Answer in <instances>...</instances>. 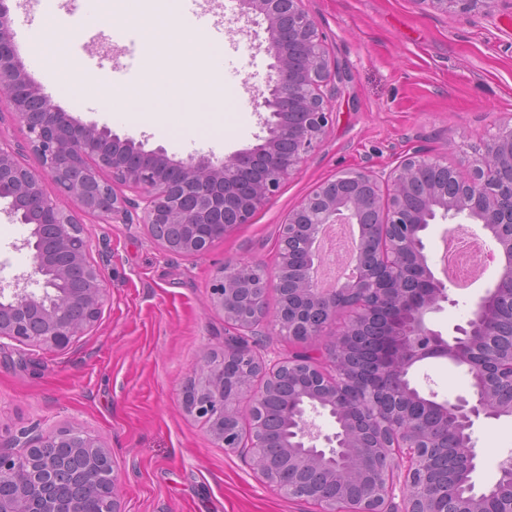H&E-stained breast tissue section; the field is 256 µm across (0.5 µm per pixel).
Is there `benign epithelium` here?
I'll use <instances>...</instances> for the list:
<instances>
[{
	"mask_svg": "<svg viewBox=\"0 0 512 512\" xmlns=\"http://www.w3.org/2000/svg\"><path fill=\"white\" fill-rule=\"evenodd\" d=\"M426 2L442 12L472 14L489 11L496 0ZM241 16L266 22L265 51L273 62L259 94L265 136L255 147L220 161L204 155L174 160L161 146L147 149L54 105L17 60L9 9L0 0V96L25 127L35 158V165L21 166L14 150L0 146V202L12 220L33 225L23 247L32 252V274L43 281L38 294L0 287L1 338L63 349L101 315L103 270L89 259L83 225L46 193L45 182L103 224L136 219L167 251L198 255L250 223L323 141L333 122L336 66L302 0H241ZM511 167L512 128L492 138L466 173L439 157L412 154L385 175L345 169L321 182L280 224L273 269L227 263L216 273L212 305L239 335L222 354L199 360L183 388L184 408L203 419L212 440L226 448L242 447L236 420L247 416L254 469L288 499L311 500L320 512H430L437 493L428 479L434 448L427 421L405 410L409 401L420 404L459 435L464 468L460 488L448 492V512H483L484 492L472 479L479 455L471 430L481 418L512 417V404L495 394L498 385H512V345L502 343L503 332L484 314L490 297L512 301V186L498 181V172ZM249 170L255 177L241 196L240 176ZM106 171L112 172L110 182L103 178ZM118 185L136 191L137 198L118 193ZM439 214L479 225L496 244L490 258L500 269L466 326L454 328L450 340L426 320L449 301L445 283L428 265L424 242ZM168 224L179 227L178 239L166 238ZM323 224L359 225L360 251L370 242L380 244L378 270L358 257L351 280L327 292L317 287L309 272L319 259L314 233ZM270 288L286 292L272 313L265 302ZM380 309L386 311L380 370L364 382L349 371L345 353L361 325ZM346 311L351 318L339 322ZM333 323L334 340L326 348L331 372L301 354L268 360L246 344V338L263 336L270 326L290 341H313ZM482 353L492 373L476 381L471 396L439 402L435 392L426 396L412 382V368L425 359L447 358L470 367ZM291 378L298 384L280 400L279 411L285 472L268 453L267 407ZM324 414L336 425L330 435L315 421ZM380 459L386 466L376 471L365 493L354 497L344 491ZM307 470L327 473L343 491L322 494L301 477ZM69 472L93 487L94 496H60V477ZM0 483L11 486L10 495L0 496V512H120L110 448L75 426L27 440L17 450L0 448ZM397 492L400 507L394 503Z\"/></svg>",
	"mask_w": 512,
	"mask_h": 512,
	"instance_id": "obj_1",
	"label": "benign epithelium"
}]
</instances>
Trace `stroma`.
Wrapping results in <instances>:
<instances>
[{"mask_svg":"<svg viewBox=\"0 0 512 512\" xmlns=\"http://www.w3.org/2000/svg\"><path fill=\"white\" fill-rule=\"evenodd\" d=\"M303 7L342 79L326 138L278 197L201 255L168 252L144 225L102 224L78 213L90 257L107 279L98 322L63 350L0 338V445L68 425L99 436L120 475L121 512H317L313 503L282 498L261 483L248 449L214 443L206 424L183 407L181 390L197 361L222 353L234 333L210 305L214 275L228 261L272 263L285 216L338 171L386 173L415 152L463 170L486 142L512 127V0L470 16L423 0H303ZM198 8L217 21L240 11L238 0H198ZM122 14L119 0L108 17L97 15L90 0H59L41 33H28L27 40L33 47L43 40L60 44L61 66L102 81L143 53L154 55L161 69H179V60L149 35L111 34L112 18ZM265 38L263 25L239 17L225 26L224 65L240 78L226 101L232 122L215 135L208 113L184 111V79L168 86L161 124L134 127L93 102H72L47 77L36 83L81 122L164 147L174 159L191 153L221 159L253 148L262 134L257 102L271 63ZM29 233V225L0 213V284L31 273V254L22 246ZM498 271L492 262L471 285L450 287L448 302L428 314L429 325L453 336ZM412 379L441 401L473 391L468 368L445 359L424 361ZM472 439L480 452L474 481L484 488L512 454V419L477 420Z\"/></svg>","mask_w":512,"mask_h":512,"instance_id":"35a3bbf8","label":"stroma"}]
</instances>
